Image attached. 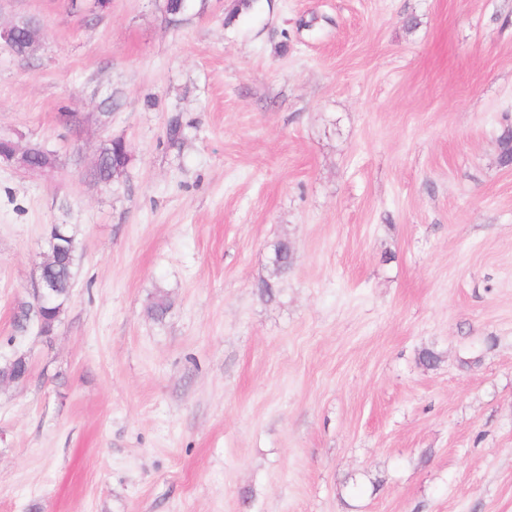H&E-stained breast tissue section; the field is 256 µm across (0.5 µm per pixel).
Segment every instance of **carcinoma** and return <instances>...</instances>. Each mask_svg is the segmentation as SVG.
<instances>
[{
    "mask_svg": "<svg viewBox=\"0 0 512 512\" xmlns=\"http://www.w3.org/2000/svg\"><path fill=\"white\" fill-rule=\"evenodd\" d=\"M185 138V127L181 117H170L166 128V142L170 147H178ZM501 146L500 161L503 165L512 164V127L504 126L500 136ZM99 165L90 170L89 179L102 187H110L120 183V179L126 174L131 161V149L124 140H105L98 152ZM49 238L55 240L57 250L54 263L46 268L42 276L50 288V300L43 302L28 295L17 301L13 310V327L17 332L26 331L29 314L39 316L42 325L40 334L50 336L61 321V317L70 301L78 268L81 260V243L77 233L70 224H53L49 232ZM293 251L281 241H276L272 246L270 258V274L258 284L262 297L273 299L279 293L281 279L288 274L293 266ZM171 304L167 295L158 294L148 307V314L156 321L161 322L168 314ZM30 363L28 359L19 354L15 357L0 360V383L23 384L29 377Z\"/></svg>",
    "mask_w": 512,
    "mask_h": 512,
    "instance_id": "carcinoma-1",
    "label": "carcinoma"
}]
</instances>
